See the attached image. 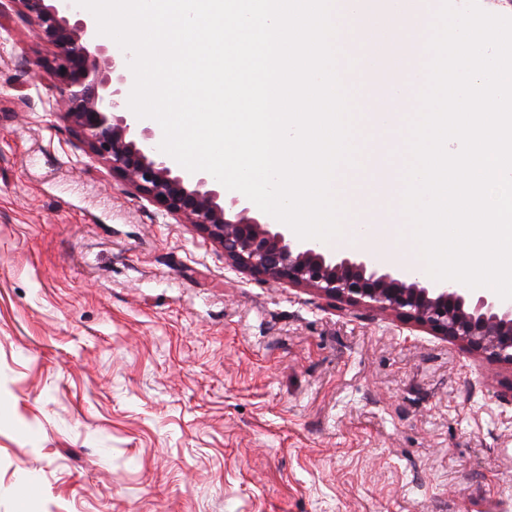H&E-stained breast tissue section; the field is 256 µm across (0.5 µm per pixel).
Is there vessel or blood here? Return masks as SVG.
I'll list each match as a JSON object with an SVG mask.
<instances>
[{
  "instance_id": "b4317fda",
  "label": "vessel or blood",
  "mask_w": 512,
  "mask_h": 512,
  "mask_svg": "<svg viewBox=\"0 0 512 512\" xmlns=\"http://www.w3.org/2000/svg\"><path fill=\"white\" fill-rule=\"evenodd\" d=\"M398 37V32L377 26L366 29L357 41L340 45L342 78L351 90L360 92V111L370 113L375 121L384 118L389 102L386 87L389 64L382 48Z\"/></svg>"
}]
</instances>
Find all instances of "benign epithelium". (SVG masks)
Returning <instances> with one entry per match:
<instances>
[{"label": "benign epithelium", "mask_w": 512, "mask_h": 512, "mask_svg": "<svg viewBox=\"0 0 512 512\" xmlns=\"http://www.w3.org/2000/svg\"><path fill=\"white\" fill-rule=\"evenodd\" d=\"M17 2L57 49L45 64L52 94L89 154L169 215L222 244L235 266L410 319L489 362L512 366V302L444 281L424 282L414 272L389 271L368 254L328 256L318 243L295 241L287 228L251 215L246 199L224 192L207 172L175 168L155 146L151 129L128 123V53L91 47V22L60 14L49 0Z\"/></svg>", "instance_id": "benign-epithelium-1"}]
</instances>
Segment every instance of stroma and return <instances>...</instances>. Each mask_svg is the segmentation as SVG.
Wrapping results in <instances>:
<instances>
[{"mask_svg": "<svg viewBox=\"0 0 512 512\" xmlns=\"http://www.w3.org/2000/svg\"><path fill=\"white\" fill-rule=\"evenodd\" d=\"M49 55L0 0V512H512L511 367L232 269L85 151Z\"/></svg>", "mask_w": 512, "mask_h": 512, "instance_id": "stroma-1", "label": "stroma"}]
</instances>
